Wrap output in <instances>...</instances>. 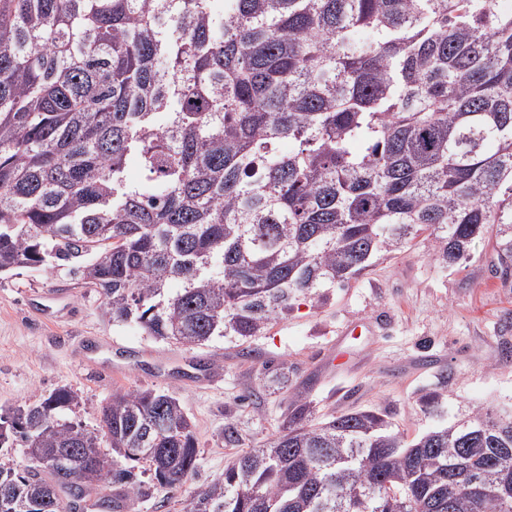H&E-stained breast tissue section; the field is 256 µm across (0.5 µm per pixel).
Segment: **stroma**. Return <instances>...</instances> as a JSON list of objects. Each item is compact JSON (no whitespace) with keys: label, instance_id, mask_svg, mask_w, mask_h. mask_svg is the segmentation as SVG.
<instances>
[{"label":"stroma","instance_id":"1","mask_svg":"<svg viewBox=\"0 0 512 512\" xmlns=\"http://www.w3.org/2000/svg\"><path fill=\"white\" fill-rule=\"evenodd\" d=\"M49 292L63 297L52 323L39 310ZM103 301L67 261L0 275V406L68 386L81 399L76 417L92 429L113 390L178 398L195 427L197 469L182 488L156 492L140 512H183L192 491L275 430L290 391L308 392L321 416L384 410L410 440L486 406L512 409V279L497 272L491 236L453 267L440 264L433 240L420 236L374 259L329 301L300 302L247 340L169 343L138 325L113 323ZM364 322L376 325L377 335H345L347 326ZM334 350L347 365H328ZM116 365L122 375L110 376ZM280 367L288 370L287 390H268L269 372ZM428 391L444 395L439 416L420 406ZM228 423L239 430L238 448L224 445Z\"/></svg>","mask_w":512,"mask_h":512}]
</instances>
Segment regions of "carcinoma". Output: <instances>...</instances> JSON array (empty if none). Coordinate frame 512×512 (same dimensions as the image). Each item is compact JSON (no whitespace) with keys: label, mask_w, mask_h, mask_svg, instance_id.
Segmentation results:
<instances>
[{"label":"carcinoma","mask_w":512,"mask_h":512,"mask_svg":"<svg viewBox=\"0 0 512 512\" xmlns=\"http://www.w3.org/2000/svg\"><path fill=\"white\" fill-rule=\"evenodd\" d=\"M140 171L131 181L129 168ZM426 233L512 275V11L500 0H0V273L72 261L117 323L249 339ZM60 387L0 408L5 499L138 512L197 468L190 417ZM184 512H512V411L407 440L302 392ZM78 455L64 476L45 459Z\"/></svg>","instance_id":"1"}]
</instances>
